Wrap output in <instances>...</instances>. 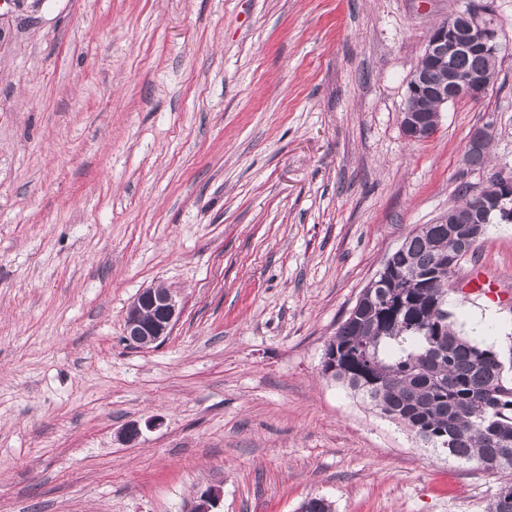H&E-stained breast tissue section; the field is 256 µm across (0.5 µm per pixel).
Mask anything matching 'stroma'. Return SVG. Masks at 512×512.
I'll return each mask as SVG.
<instances>
[{
    "instance_id": "1",
    "label": "stroma",
    "mask_w": 512,
    "mask_h": 512,
    "mask_svg": "<svg viewBox=\"0 0 512 512\" xmlns=\"http://www.w3.org/2000/svg\"><path fill=\"white\" fill-rule=\"evenodd\" d=\"M491 10L478 101L400 128L432 27ZM491 124L489 159H465ZM512 179V0H6L0 5V512H484L448 461L321 373L386 258L464 182ZM496 286L464 292L474 269ZM182 307L140 349L125 316ZM512 331V223L454 277ZM139 424L136 444L119 433ZM491 125L486 124L483 127L475 129L468 140L467 144V150H466V160L469 159V155L473 152L480 151L478 154H476L472 161L470 162L473 166H481L483 163L486 162V154H487V148L489 142L484 147L487 140L491 137ZM484 147V148H483ZM180 314L179 302L169 288H144L128 309L126 336L141 349L155 348L171 335Z\"/></svg>"
}]
</instances>
